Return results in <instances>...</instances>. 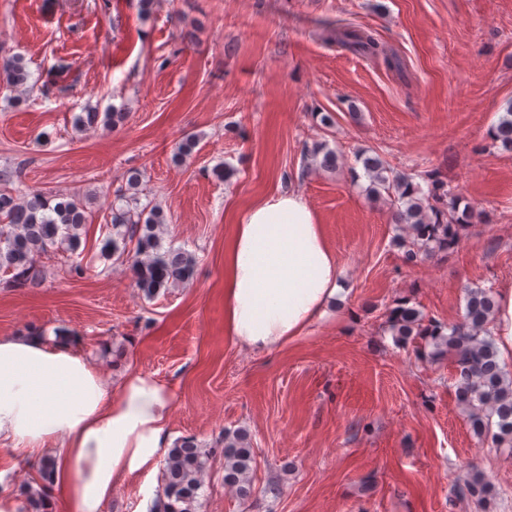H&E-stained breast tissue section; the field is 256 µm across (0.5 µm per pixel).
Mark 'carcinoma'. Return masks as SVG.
<instances>
[{
	"label": "carcinoma",
	"instance_id": "obj_1",
	"mask_svg": "<svg viewBox=\"0 0 512 512\" xmlns=\"http://www.w3.org/2000/svg\"><path fill=\"white\" fill-rule=\"evenodd\" d=\"M326 41L367 56L384 54L388 66L396 67L399 59L386 54L374 34L361 27L333 26L325 23ZM29 74L17 57L0 61V81L11 88L26 85ZM124 119L122 112H99L88 109L78 118L87 129L103 125L114 127ZM491 139L505 151H512V104L507 115L491 130ZM370 180V191L396 194L395 222L404 226L407 237L400 239L404 261L417 264L423 258L455 248L461 231L468 225V215L459 212L457 202L439 182L420 194L410 177L387 176L388 168L378 157L361 158ZM13 175L0 171V270L11 274L8 288H35L46 278L39 256L50 249L71 254L70 272L84 273L78 258L80 230L87 216L83 201L75 196L45 195L40 192L19 194L9 188ZM112 234L101 247V256L125 258L136 285L148 297L163 288L187 282L193 275L195 259L185 251L163 249V213L158 208L133 212L112 209ZM135 243L129 249V243ZM497 303L492 290L471 288L466 300L465 320L450 328L435 320H425L422 312L400 300L390 312L391 325L402 339H419L422 357L439 360L448 357L455 368L456 398L470 411L473 432L489 437L498 447H512V379L504 376L498 361L497 347L490 337L488 325L494 319ZM432 347L426 351V347ZM498 431L491 432L492 426ZM224 484L238 490L242 499L254 493L250 484L254 449L243 432H226L223 438ZM213 450L201 447L193 438H183L169 449L163 468V499L154 512H197L203 476L210 469ZM460 500H483L490 493L484 476L475 472L455 487Z\"/></svg>",
	"mask_w": 512,
	"mask_h": 512
}]
</instances>
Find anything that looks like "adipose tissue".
I'll return each instance as SVG.
<instances>
[{"label": "adipose tissue", "instance_id": "1", "mask_svg": "<svg viewBox=\"0 0 512 512\" xmlns=\"http://www.w3.org/2000/svg\"><path fill=\"white\" fill-rule=\"evenodd\" d=\"M341 274L303 197L267 195L239 216L224 256L227 335L256 351L305 335ZM78 346L73 336H0V444L21 457L50 450L64 512H102L113 489L170 448L175 395L139 370L112 389Z\"/></svg>", "mask_w": 512, "mask_h": 512}]
</instances>
